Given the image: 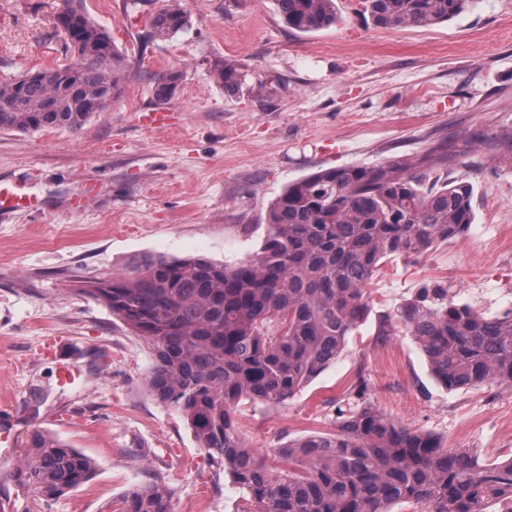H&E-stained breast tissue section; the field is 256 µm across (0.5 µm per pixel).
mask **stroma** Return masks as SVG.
<instances>
[{"instance_id": "35a3bbf8", "label": "stroma", "mask_w": 512, "mask_h": 512, "mask_svg": "<svg viewBox=\"0 0 512 512\" xmlns=\"http://www.w3.org/2000/svg\"><path fill=\"white\" fill-rule=\"evenodd\" d=\"M61 0H0V74L64 67ZM335 24L288 28L275 0H85L128 60L119 93L79 132L0 131V186L22 183L35 210L0 212V486L5 512H116L159 481L173 512H245L243 493L200 451L186 420L147 386L151 349L89 281L148 259L204 255L228 266L259 252L265 214L320 169L413 158L448 143V178L474 186L462 238L416 260L382 263L370 314L336 363L283 404L241 406L247 447L267 450L331 428L325 400L364 375L389 418L488 460L512 456V387L446 390L395 321L416 290L448 282L456 301L492 316L512 307V0H474L426 28L373 24L362 0H335ZM182 7L187 30L150 40L154 13ZM246 81L225 93L215 63ZM181 80L156 100V75ZM81 372L60 385L58 357ZM93 459L76 491L33 504L14 480L32 431Z\"/></svg>"}]
</instances>
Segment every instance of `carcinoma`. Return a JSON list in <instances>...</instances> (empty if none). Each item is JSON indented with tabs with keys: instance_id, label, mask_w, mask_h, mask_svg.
Instances as JSON below:
<instances>
[{
	"instance_id": "obj_1",
	"label": "carcinoma",
	"mask_w": 512,
	"mask_h": 512,
	"mask_svg": "<svg viewBox=\"0 0 512 512\" xmlns=\"http://www.w3.org/2000/svg\"><path fill=\"white\" fill-rule=\"evenodd\" d=\"M288 27L314 32L336 22L334 0H276ZM472 0H363L382 28L430 27L465 12ZM166 8L149 37L187 28ZM55 26L79 67L0 76V131L77 132L119 90L127 67L111 36L78 0H62ZM224 91L242 87L241 65L215 66ZM181 73L155 79L160 100ZM448 164L442 141L418 159L319 170L288 185L270 204L261 251L234 267L208 258L151 259L125 276L90 282L102 301L151 346V394L183 416L198 448L224 465L255 512H498L512 501V458L488 462L449 449L430 434L382 414L359 377L327 401L335 431L273 449L283 467L245 447L238 407L284 404L343 350L368 317L365 288L390 257L418 259L466 234L475 221L473 185L428 184L434 163ZM398 320L420 344L431 375L448 390L512 386V307L488 317L450 296L445 282L418 289ZM93 462L40 431L26 438L16 483L36 502L86 482ZM167 486L154 482L121 498L115 512H172Z\"/></svg>"
}]
</instances>
